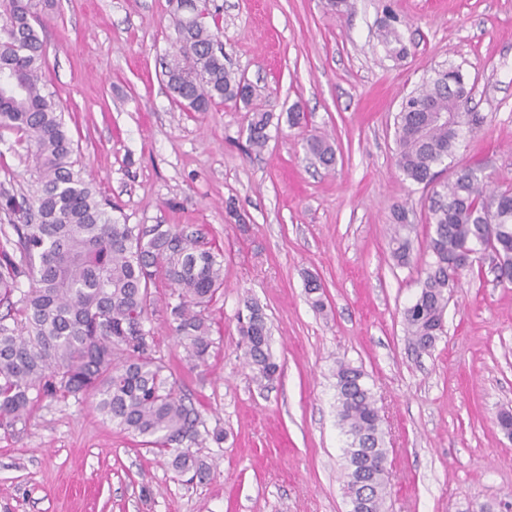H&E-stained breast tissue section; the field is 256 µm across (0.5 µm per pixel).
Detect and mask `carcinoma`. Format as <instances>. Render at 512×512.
Returning <instances> with one entry per match:
<instances>
[{
	"label": "carcinoma",
	"instance_id": "carcinoma-1",
	"mask_svg": "<svg viewBox=\"0 0 512 512\" xmlns=\"http://www.w3.org/2000/svg\"><path fill=\"white\" fill-rule=\"evenodd\" d=\"M36 0H0V71L16 75L22 96L0 90V125L20 132L32 151L33 194L0 193V208L16 216L12 250L0 249V429L26 424L48 397L90 396L98 412L120 430L171 453L180 475L204 480L210 466L193 451L206 436L219 443L224 432L201 431L197 409L186 404L155 356L144 324L151 288H171L167 303L174 332L188 360L204 364L213 346L204 311L224 286L221 254L174 224H126L116 208L99 197L73 160V141L52 97L42 94L43 41L33 21ZM175 37L164 77L176 103L189 112H207L232 102L252 104L254 86L224 65L215 49L221 32L219 9L199 10L194 0H176ZM379 37L391 57L407 47L398 28L385 22ZM464 75L450 66L406 96L394 118L396 165L404 179L431 189L427 223L432 232L422 259L420 293L403 312L415 347L431 349L444 332L452 288L465 267V252L477 265L490 261L497 278L512 282V187L487 191L479 165L456 166L441 179L440 166L454 160L461 133L485 122L478 112L458 111L467 96ZM453 118L456 131L437 115ZM270 118L254 112L247 142L261 150ZM307 150L326 167L334 147L324 138L307 140ZM391 253L398 264L411 257L407 211L394 214ZM34 286L21 290V279ZM239 315L253 380L260 386L280 371L270 349L262 308L245 301ZM360 367L340 361L335 388L338 425L349 438L345 449L348 496L365 491V512H384L385 448L376 399Z\"/></svg>",
	"mask_w": 512,
	"mask_h": 512
}]
</instances>
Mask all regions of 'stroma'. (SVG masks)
I'll return each mask as SVG.
<instances>
[{
	"label": "stroma",
	"mask_w": 512,
	"mask_h": 512,
	"mask_svg": "<svg viewBox=\"0 0 512 512\" xmlns=\"http://www.w3.org/2000/svg\"><path fill=\"white\" fill-rule=\"evenodd\" d=\"M224 62L257 89L270 140L246 142L251 115L221 105L186 112L162 70L174 35L169 0H41L44 91L65 114L79 168L129 224H178L224 257V286L206 311L213 347L194 366L153 291L146 327L176 390L224 432L206 441L203 482L120 431L91 398L43 400L25 429L0 430V512H349L347 438L337 418L336 365L362 367L389 450L385 512H506L512 439V283L490 265L463 271L444 332L414 350L403 311L420 288L430 228L422 187L395 164L394 116L436 70L460 68L466 110L459 160L490 187L512 186V0H214ZM400 21L407 57L377 33ZM302 113L301 125L288 122ZM327 137L324 167L306 138ZM19 132L0 127V188L31 185ZM413 226V260L389 248L393 212ZM322 286L323 311L306 291ZM262 307L281 372L252 380L239 344L245 301Z\"/></svg>",
	"instance_id": "35a3bbf8"
}]
</instances>
